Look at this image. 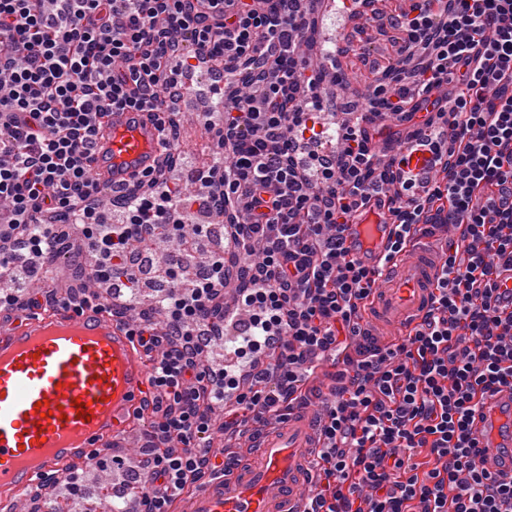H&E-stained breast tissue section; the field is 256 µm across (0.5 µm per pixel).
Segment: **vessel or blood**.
<instances>
[{"mask_svg":"<svg viewBox=\"0 0 512 512\" xmlns=\"http://www.w3.org/2000/svg\"><path fill=\"white\" fill-rule=\"evenodd\" d=\"M160 128L143 114L115 110L102 119L91 176L108 199L160 161ZM392 227L357 219L344 233L349 256L377 268L371 321L407 333L435 294L440 257L415 241L411 254L386 259ZM152 362L108 311L75 314L61 306L34 311L0 330V495L25 489L63 463L135 429L134 411L154 395ZM49 417H41L39 404ZM90 405L89 418L77 404ZM468 433L478 461L495 480H512V386L488 390ZM310 415L260 440L256 465L219 476L190 499V512H304L314 477Z\"/></svg>","mask_w":512,"mask_h":512,"instance_id":"obj_1","label":"vessel or blood"}]
</instances>
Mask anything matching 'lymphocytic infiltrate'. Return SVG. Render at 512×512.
<instances>
[{
	"label": "lymphocytic infiltrate",
	"mask_w": 512,
	"mask_h": 512,
	"mask_svg": "<svg viewBox=\"0 0 512 512\" xmlns=\"http://www.w3.org/2000/svg\"><path fill=\"white\" fill-rule=\"evenodd\" d=\"M313 0H0V279L41 278L64 249L62 225L81 229L71 253L84 278L138 287L133 244L167 232L165 334L152 317L129 334L155 351L142 512H172L191 485L223 472L215 428L236 438L286 421L310 376L333 360L332 395L316 418L315 489L306 512H512V482L478 465L467 433L487 389L512 385V309L493 279L512 267V0H412L391 26L397 57L365 95V116L337 125L331 157L302 155L323 110L336 57L306 62ZM200 47L224 80L241 85L214 132L216 159L199 171L206 192L187 196L156 170L127 191L117 224H101L90 175L97 119L147 113L173 141L169 60L179 42ZM457 85L452 107L434 100ZM420 120L405 144L431 155L421 173L400 149L377 146L366 117ZM388 197L391 254L436 223L453 225L436 270V295L398 341L374 336L364 312L375 272L343 247L347 224ZM224 213L225 240L258 261L239 269L235 353L249 373L214 375L206 333L223 328L220 255L181 286L184 266L208 251L212 229L188 225ZM234 405L216 425L215 382ZM428 451V466L416 457Z\"/></svg>",
	"instance_id": "lymphocytic-infiltrate-1"
}]
</instances>
